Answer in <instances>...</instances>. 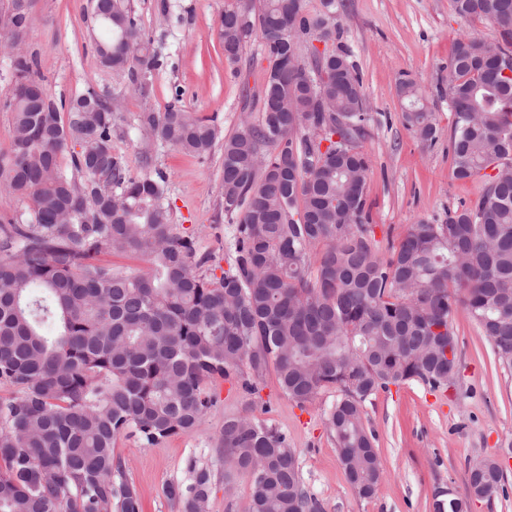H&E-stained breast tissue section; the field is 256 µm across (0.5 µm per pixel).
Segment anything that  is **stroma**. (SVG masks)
I'll return each mask as SVG.
<instances>
[{
    "instance_id": "stroma-1",
    "label": "stroma",
    "mask_w": 512,
    "mask_h": 512,
    "mask_svg": "<svg viewBox=\"0 0 512 512\" xmlns=\"http://www.w3.org/2000/svg\"><path fill=\"white\" fill-rule=\"evenodd\" d=\"M231 0H125L159 67L147 92L131 89L127 72L101 66L95 50L94 0H31V24L23 45L39 62L53 99H71L94 88L118 102L112 151L132 174L163 176V205L178 233L192 237L208 259L202 272L228 268L231 227L224 218V136L243 112H258L267 79L262 42L251 37L236 63H229L217 26ZM336 25L362 80L367 112L361 150L369 159L365 195L379 249L399 240L410 225L444 224L448 213L474 200L480 180L452 175L448 149L453 110L448 100V58L462 34L494 36L483 20L458 17L451 0H338ZM413 80L432 112L438 138L417 140L401 121L400 79ZM171 104L215 119L223 138L196 157L161 143L144 144L137 118ZM458 334V378L445 390L420 382L379 392L364 407L363 420L375 431L382 465L374 495L360 496L347 482L336 445L325 427L332 394H318L297 406L267 373L260 391L246 395L218 379L216 402L198 431L147 445L135 437L117 440L113 453L140 491L143 512H178L166 489L188 484L197 464L213 474L209 512H247V474L224 480L220 434L229 415L248 416L287 434L305 489L323 512H434L435 501L461 493L469 466L485 457L502 459L505 483L492 499H474L467 512H512V370L494 360L491 344L465 309L452 315Z\"/></svg>"
}]
</instances>
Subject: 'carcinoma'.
Instances as JSON below:
<instances>
[{"instance_id":"cac0c4a2","label":"carcinoma","mask_w":512,"mask_h":512,"mask_svg":"<svg viewBox=\"0 0 512 512\" xmlns=\"http://www.w3.org/2000/svg\"><path fill=\"white\" fill-rule=\"evenodd\" d=\"M16 2L0 5V16L26 28L31 16ZM452 2L459 17L498 33L456 39L448 60L453 174L482 177L484 187L448 223L410 225L384 257L364 194L365 98L357 64L336 45V0H323L315 17L303 0H237L224 10L225 58L237 62L255 34L269 73L258 116L243 113L224 138V217L235 228L219 279L199 273L208 258L177 234L161 181L131 176L112 153L108 103L77 112L78 95L58 107L33 56L16 46L0 189L31 209L24 221L0 220V388L9 390L0 395V512H142L114 458L117 439L156 445L196 431L215 403L209 383L221 378L253 395L271 369L300 407L334 395L327 429L347 481L370 497L381 468L365 402L412 381L448 388L457 307L512 369V76L503 75L512 71V0ZM94 14L101 65L128 72L145 94L157 62L134 17L123 0L97 3ZM313 40L327 47L312 51L307 80L299 58ZM398 91L409 101L404 127L433 142L437 126L416 83L403 80ZM138 127L198 156L219 135L214 120L174 105L140 114ZM105 250L134 253L149 271L96 262ZM220 441L224 481L250 477L248 512H321L286 434L234 416ZM191 473L167 496L179 512H208L212 473L195 465ZM503 482L497 459L478 460L463 492L436 512H462Z\"/></svg>"}]
</instances>
